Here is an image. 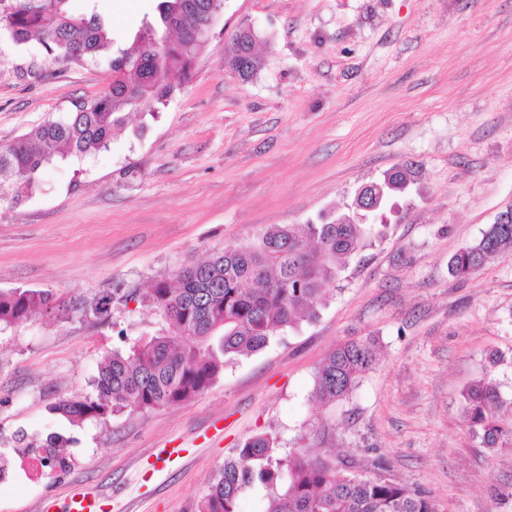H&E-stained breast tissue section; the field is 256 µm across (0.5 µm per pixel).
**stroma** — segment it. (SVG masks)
<instances>
[{
    "label": "stroma",
    "instance_id": "stroma-1",
    "mask_svg": "<svg viewBox=\"0 0 512 512\" xmlns=\"http://www.w3.org/2000/svg\"><path fill=\"white\" fill-rule=\"evenodd\" d=\"M159 0H96L115 46ZM259 69L228 66L241 24ZM107 62L56 61L0 39V142L108 88ZM408 166L319 316L238 357L193 398L74 426L50 408L90 393L102 357L157 335L139 295L182 265L277 224L353 214L361 186ZM0 206V288L51 290L69 315L0 331V512H55L73 491L103 512H198L233 448L283 449L426 492L436 512H512V448L473 439L460 393L493 374L512 401V251L464 280L448 260L512 208V0H224L193 76L126 115L107 149L47 168ZM115 293L107 320L83 313ZM378 340L346 400L313 396L340 342ZM68 439V464L31 465L17 435ZM178 448L166 459L159 452ZM510 498H501V491Z\"/></svg>",
    "mask_w": 512,
    "mask_h": 512
}]
</instances>
